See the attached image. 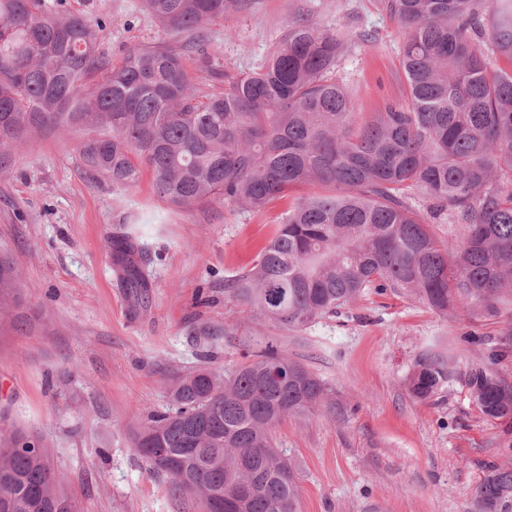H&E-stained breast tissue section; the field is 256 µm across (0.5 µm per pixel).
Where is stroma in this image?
I'll list each match as a JSON object with an SVG mask.
<instances>
[{
    "label": "stroma",
    "instance_id": "1",
    "mask_svg": "<svg viewBox=\"0 0 512 512\" xmlns=\"http://www.w3.org/2000/svg\"><path fill=\"white\" fill-rule=\"evenodd\" d=\"M66 4L111 17L101 46L115 64L171 38L142 0ZM300 17L350 36L339 75L358 111L406 101L402 34L384 0H245L203 25L206 55L186 56L198 94L264 64ZM79 142L44 130L0 163V245L20 274L17 301L0 317V417L42 440L74 512H201L149 473L133 434L204 355L227 372L269 342L320 377L336 405L274 432L295 465L297 512H475L486 466L512 464V432L483 417L460 372L491 350L512 351V316L478 319L464 307L445 316L368 290L302 328L264 319L230 285L295 196L260 213L216 201L181 208L155 195L147 172L127 186L89 179ZM122 235L138 248L139 298L112 260ZM427 352L451 374L422 402L404 379Z\"/></svg>",
    "mask_w": 512,
    "mask_h": 512
}]
</instances>
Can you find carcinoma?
Returning a JSON list of instances; mask_svg holds the SVG:
<instances>
[{"label":"carcinoma","instance_id":"obj_1","mask_svg":"<svg viewBox=\"0 0 512 512\" xmlns=\"http://www.w3.org/2000/svg\"><path fill=\"white\" fill-rule=\"evenodd\" d=\"M184 41L136 47L118 66L98 33L112 19L87 18L63 0H0V146L35 130L84 134L79 153L94 177L115 185L151 173L156 195L178 206L206 199L261 211L303 186L301 197L253 266L232 288L265 318L303 327L365 290L391 289L448 315L512 310V0H387L403 30L408 103L369 116L355 111L336 69L346 36L289 22L288 36L259 69L201 96L184 56L206 55L196 32L239 0H143ZM101 73L89 85L87 75ZM422 189L434 208L466 228L448 243L410 204ZM125 287H146L130 238L115 250ZM18 273L0 252V310L15 300ZM499 355L462 373L481 414L512 429V386L492 369ZM447 376L436 354L405 378L416 399ZM316 375L269 345L228 375L207 365L179 378L165 411L133 438L156 477L197 496L252 484L247 512H295L294 471L275 448L286 417L329 403ZM477 512L512 508V467L492 464L474 488ZM0 512H72L37 437L0 439Z\"/></svg>","mask_w":512,"mask_h":512}]
</instances>
